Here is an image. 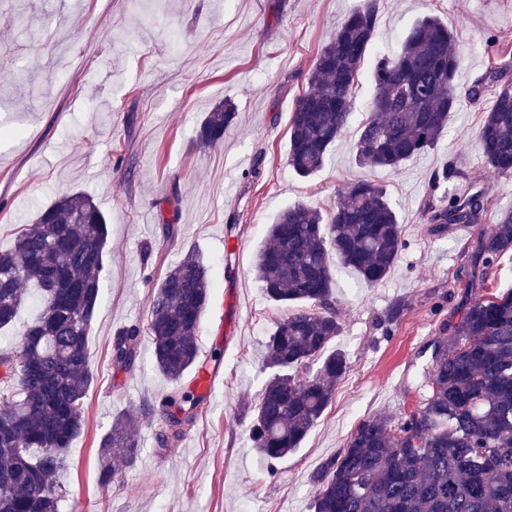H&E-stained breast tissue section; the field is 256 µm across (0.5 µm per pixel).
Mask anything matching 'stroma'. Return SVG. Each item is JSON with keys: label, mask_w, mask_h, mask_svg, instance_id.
Here are the masks:
<instances>
[{"label": "stroma", "mask_w": 512, "mask_h": 512, "mask_svg": "<svg viewBox=\"0 0 512 512\" xmlns=\"http://www.w3.org/2000/svg\"><path fill=\"white\" fill-rule=\"evenodd\" d=\"M362 2L0 0V250L37 208L72 192L94 198L109 230L88 337L86 429L58 474L61 512L78 495L90 512H311L313 474L358 424L417 404L413 377L442 324L458 318L467 290L455 273L470 265L477 237L466 224L432 232L431 177L456 165L487 189L490 212L512 211V180L496 177L477 147L492 100L467 95L489 60L512 49V0H378L368 59L399 51L417 19L439 17L462 60L458 110L437 145L398 172L361 167L353 146L375 93L362 72L340 141L300 177L288 164L292 108L318 50ZM227 99L237 114L223 143L200 147L201 122ZM360 179L386 189L407 246L377 287L338 270L342 329L332 347L349 368L300 447L272 462L250 439V407L270 376L266 345L285 310L258 281L256 256L283 210L329 209ZM190 250L209 267L200 350L222 354L207 404L171 447L157 442L159 416L140 420V455L101 485L99 441L113 417L178 387L146 341L135 372L115 369L112 337L148 323L157 283ZM398 299L407 308L387 321Z\"/></svg>", "instance_id": "35a3bbf8"}]
</instances>
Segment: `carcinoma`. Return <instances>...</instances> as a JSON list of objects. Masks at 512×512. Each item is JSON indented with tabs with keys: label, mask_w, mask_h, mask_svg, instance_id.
I'll list each match as a JSON object with an SVG mask.
<instances>
[{
	"label": "carcinoma",
	"mask_w": 512,
	"mask_h": 512,
	"mask_svg": "<svg viewBox=\"0 0 512 512\" xmlns=\"http://www.w3.org/2000/svg\"><path fill=\"white\" fill-rule=\"evenodd\" d=\"M376 0H364L319 51L308 88L288 124V163L301 177L315 173L343 135L353 92L376 30ZM436 16L418 20L400 51L376 59L375 95L360 127L355 159L396 171L433 148L457 111L460 56ZM493 104L478 136L486 164L512 178V66L494 59L469 88ZM230 102L201 123L197 141L213 147L234 119ZM463 178L449 166L432 191ZM432 231L482 224L483 189L444 191L426 205ZM406 243L383 186L351 184L327 212L306 205L283 211L258 252L255 271L267 296L287 309L267 344L271 377L252 405L254 447L271 460L288 456L331 405L348 359L329 349L341 332L334 306L339 264L368 286L382 283ZM512 253V211L479 233L469 267L456 279L477 295L444 325L431 354L418 405L401 419L362 421L345 448L313 475V512H512V289L484 297L488 272ZM108 254L104 213L81 192L62 195L17 228L0 252V329L12 325L25 285L38 288L41 311L15 348L0 350V512H60L57 481L68 450L85 431V400L93 382L88 336L101 303ZM209 297L203 258L187 253L157 284L147 324L157 367L179 381L203 368L198 337ZM144 328L130 323L112 338V365L132 372ZM204 395L177 391L167 408L166 446L195 423ZM141 443L134 417L117 416L100 446V480L135 459Z\"/></svg>",
	"instance_id": "cac0c4a2"
}]
</instances>
